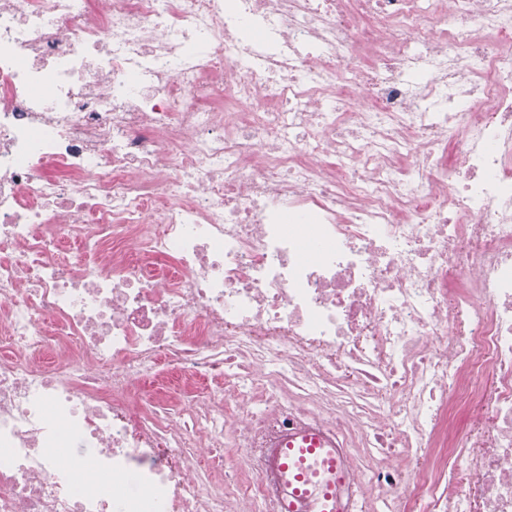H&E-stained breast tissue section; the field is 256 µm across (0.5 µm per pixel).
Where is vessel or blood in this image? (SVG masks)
I'll return each mask as SVG.
<instances>
[{
	"mask_svg": "<svg viewBox=\"0 0 512 512\" xmlns=\"http://www.w3.org/2000/svg\"><path fill=\"white\" fill-rule=\"evenodd\" d=\"M282 471L293 490L286 512H345L338 488L345 481L333 449L312 431L288 437Z\"/></svg>",
	"mask_w": 512,
	"mask_h": 512,
	"instance_id": "b4317fda",
	"label": "vessel or blood"
}]
</instances>
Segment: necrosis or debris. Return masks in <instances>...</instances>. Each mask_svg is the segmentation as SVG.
<instances>
[{
	"label": "necrosis or debris",
	"mask_w": 512,
	"mask_h": 512,
	"mask_svg": "<svg viewBox=\"0 0 512 512\" xmlns=\"http://www.w3.org/2000/svg\"><path fill=\"white\" fill-rule=\"evenodd\" d=\"M304 428L512 512V0H0V512H281Z\"/></svg>",
	"instance_id": "4bbe7bcc"
}]
</instances>
